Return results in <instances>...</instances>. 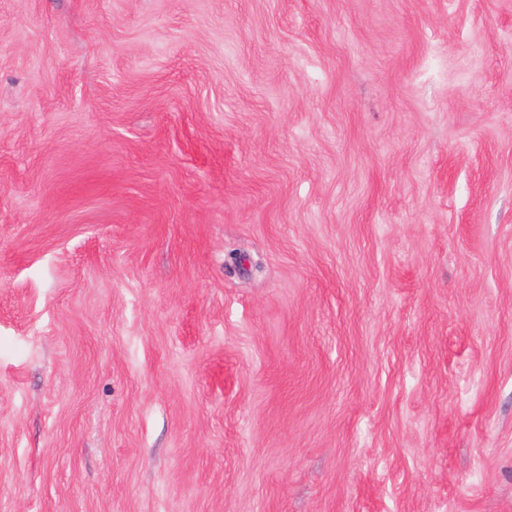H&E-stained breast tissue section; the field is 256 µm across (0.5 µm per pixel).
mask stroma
<instances>
[{"label":"stroma","mask_w":512,"mask_h":512,"mask_svg":"<svg viewBox=\"0 0 512 512\" xmlns=\"http://www.w3.org/2000/svg\"><path fill=\"white\" fill-rule=\"evenodd\" d=\"M0 512H512V0H0Z\"/></svg>","instance_id":"obj_1"}]
</instances>
